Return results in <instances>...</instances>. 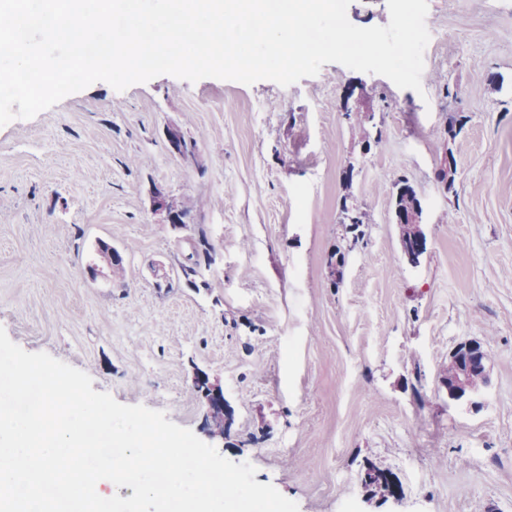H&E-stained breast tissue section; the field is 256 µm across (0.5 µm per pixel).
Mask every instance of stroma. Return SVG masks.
<instances>
[{"instance_id":"obj_1","label":"stroma","mask_w":512,"mask_h":512,"mask_svg":"<svg viewBox=\"0 0 512 512\" xmlns=\"http://www.w3.org/2000/svg\"><path fill=\"white\" fill-rule=\"evenodd\" d=\"M426 26L419 92L338 63L287 87L160 75L0 127V327L253 464L299 512H512V0H428ZM351 87L372 117H345ZM171 124L197 164L170 154ZM401 179L422 206L415 267ZM155 185L203 201L190 229L152 213ZM346 196L366 213L357 241ZM199 227L215 248L202 289L180 277ZM466 340L486 354L474 405L443 381ZM198 370L231 409L223 436ZM371 466L392 495H369Z\"/></svg>"}]
</instances>
